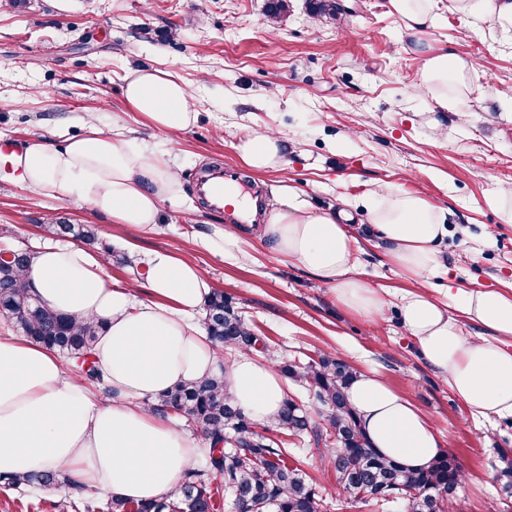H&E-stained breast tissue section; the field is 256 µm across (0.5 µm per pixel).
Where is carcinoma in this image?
I'll list each match as a JSON object with an SVG mask.
<instances>
[{
  "instance_id": "obj_1",
  "label": "carcinoma",
  "mask_w": 512,
  "mask_h": 512,
  "mask_svg": "<svg viewBox=\"0 0 512 512\" xmlns=\"http://www.w3.org/2000/svg\"><path fill=\"white\" fill-rule=\"evenodd\" d=\"M308 2L314 15L339 11L337 0ZM44 228L54 238L74 237L87 245L98 242L97 229L92 225L56 221ZM30 261L31 252L22 250L11 261L0 258V319L29 341L62 355L84 381L103 383L91 360L101 326L63 317L38 302L25 277ZM204 311L203 326L217 351L228 346L257 350L263 343L223 291L210 293ZM279 369L307 387L314 410L288 396L275 422L259 432L229 400L224 373L177 386L160 395L151 407L163 415L174 412L201 432L209 444L203 465L185 473L181 491L174 498L143 503L111 497L102 507L91 500L84 504L86 512H98L103 507L106 512H214V496L220 492L230 500L245 498L251 512H322V499L310 476L288 463V449L273 437L284 431L295 436L311 431L318 441L328 436L331 447L326 452L336 480L353 500L381 502L388 494L387 500L395 503L399 512H449L463 476L456 458L444 453L427 468L409 472L377 453L347 400L346 389L355 376L348 364L322 355L308 363L285 361ZM314 413L323 418L325 430L312 425ZM6 481L28 492L46 485L85 491L56 469L8 477Z\"/></svg>"
}]
</instances>
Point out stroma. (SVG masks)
Instances as JSON below:
<instances>
[{
    "mask_svg": "<svg viewBox=\"0 0 512 512\" xmlns=\"http://www.w3.org/2000/svg\"><path fill=\"white\" fill-rule=\"evenodd\" d=\"M332 17L310 14L307 0H288L270 18L267 0H29L13 9L0 0V145L21 147L34 136L57 142L78 130V117L97 112L114 132L171 149L184 186L163 202L157 225L132 236L109 215L72 198L34 194L21 185L0 192V250L50 244L42 226L53 217L95 225L100 245L133 258L171 249L195 263L210 287L223 289L267 345L263 360H309L328 354L356 370L376 369L435 424L457 456L465 480L454 512H512V419L472 414L445 376L418 354L399 306L410 285L371 230L364 198L380 186L413 193L448 208L439 247L446 274L428 293L446 301L448 287L512 291V223L493 203L512 184V37H491L438 0L439 21L425 44L473 65L472 92L458 111L442 115L443 137L427 125V95L416 85L422 65L414 39L388 0H340ZM154 67L189 89L197 120L189 129L153 128L123 96L128 74ZM270 128L286 144L284 171L254 174L236 145ZM230 167L262 196L258 224L283 208L280 188L301 201L343 210L357 239V268L387 305L377 322L350 313L304 268L283 263L267 242L250 236L249 259L229 263L202 248L227 214L200 205L203 169ZM294 460L316 482L325 512H394L354 502L343 493L324 445L312 434L283 436ZM85 512L83 495L67 487L30 494L0 482V512Z\"/></svg>",
    "mask_w": 512,
    "mask_h": 512,
    "instance_id": "1",
    "label": "stroma"
}]
</instances>
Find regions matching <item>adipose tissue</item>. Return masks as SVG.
I'll return each instance as SVG.
<instances>
[{
    "instance_id": "adipose-tissue-1",
    "label": "adipose tissue",
    "mask_w": 512,
    "mask_h": 512,
    "mask_svg": "<svg viewBox=\"0 0 512 512\" xmlns=\"http://www.w3.org/2000/svg\"><path fill=\"white\" fill-rule=\"evenodd\" d=\"M423 56L418 87L434 112H454L468 98L467 60L421 45L438 20L435 0H389ZM474 22L512 33V0H453ZM127 105L151 126L189 128L195 114L187 86L169 72L140 68L125 81ZM79 136L62 144L29 139L10 158L0 183H22L35 193L75 198L114 223L140 233L159 221L163 201L181 196L179 171L169 154L134 138L114 137L98 117L85 115ZM243 165L257 173L286 166L285 144L273 131L245 135L236 145ZM370 221L391 262L412 282L401 303L402 324L419 355L443 374L471 413L512 418V293L462 288L461 317L425 290L442 268L438 245L448 233L449 213L423 196L382 187L371 193ZM350 216L289 203L260 239L289 263L312 272L338 303L376 316L384 296L358 275ZM152 301L113 285L104 257L83 248L47 247L37 252L27 280L48 307L101 324L94 360L108 396L95 401L56 355L19 336L0 337V476L60 469L77 484L137 502L157 501L177 491L195 463L196 440L150 404L172 388L220 371L237 407L258 425L271 424L287 395L272 363L248 353L224 361L196 315L209 292L203 271L170 250L144 259ZM482 328L467 335L465 322ZM372 448L415 471L443 454L440 433L414 404L376 370L357 373L347 390Z\"/></svg>"
}]
</instances>
